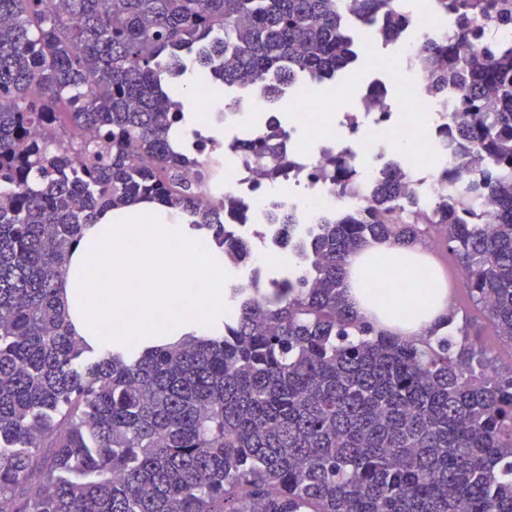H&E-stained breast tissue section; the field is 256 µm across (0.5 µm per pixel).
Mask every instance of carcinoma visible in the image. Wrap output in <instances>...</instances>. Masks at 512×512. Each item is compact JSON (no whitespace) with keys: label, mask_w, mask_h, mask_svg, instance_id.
Returning a JSON list of instances; mask_svg holds the SVG:
<instances>
[{"label":"carcinoma","mask_w":512,"mask_h":512,"mask_svg":"<svg viewBox=\"0 0 512 512\" xmlns=\"http://www.w3.org/2000/svg\"><path fill=\"white\" fill-rule=\"evenodd\" d=\"M451 24L412 54L448 100V196L407 191L388 167L357 200V169L326 155L340 209L305 242L272 202L299 275L260 270L227 291L224 331L130 356L85 355L57 300L82 226L138 201L203 226L234 263L231 223L255 219L218 177L215 134L187 83L253 89L271 103L305 79L355 82L351 27L383 41L415 26L400 0H0V512H512V371L491 369L469 330L422 344L361 319L349 257L371 240L430 230L461 261L464 289L512 343V40L489 36L512 0H430ZM390 16L397 33L374 26ZM275 118L231 149L256 179L291 167ZM196 169V179L186 171Z\"/></svg>","instance_id":"cac0c4a2"}]
</instances>
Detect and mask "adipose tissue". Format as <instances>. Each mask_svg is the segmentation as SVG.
I'll list each match as a JSON object with an SVG mask.
<instances>
[{"instance_id":"obj_1","label":"adipose tissue","mask_w":512,"mask_h":512,"mask_svg":"<svg viewBox=\"0 0 512 512\" xmlns=\"http://www.w3.org/2000/svg\"><path fill=\"white\" fill-rule=\"evenodd\" d=\"M393 269L396 285L371 283ZM349 295L359 315L405 339H428L448 310V290L418 245L371 242L347 266ZM198 279L200 293L174 306V287ZM58 286L74 335L96 351L127 348V339L218 331L224 327V253L207 230L179 223L152 204L105 210L85 225L62 266ZM135 320H126L129 310Z\"/></svg>"}]
</instances>
